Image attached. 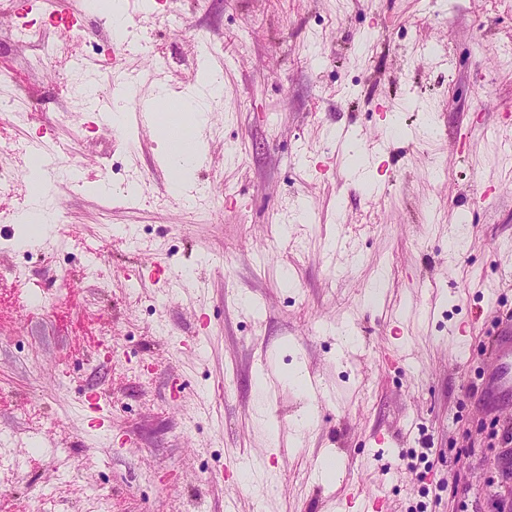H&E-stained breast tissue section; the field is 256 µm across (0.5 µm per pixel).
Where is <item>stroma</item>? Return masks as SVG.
Instances as JSON below:
<instances>
[{"label":"stroma","mask_w":512,"mask_h":512,"mask_svg":"<svg viewBox=\"0 0 512 512\" xmlns=\"http://www.w3.org/2000/svg\"><path fill=\"white\" fill-rule=\"evenodd\" d=\"M125 9L138 96L224 75L182 194L157 129L70 108L89 88L111 102L106 74L51 62V13L109 43V0L0 8V96L25 99L0 139L69 148L44 175L55 224H0V444L21 465L0 512H87L98 490L110 512H336L358 490L389 512H512V397L486 398L512 320V0ZM132 172L147 190L111 204ZM191 189L210 198L195 216ZM151 259L175 281L143 277ZM115 341L149 378L113 363ZM302 367L321 395L282 383ZM91 391L109 429L87 426Z\"/></svg>","instance_id":"stroma-1"}]
</instances>
